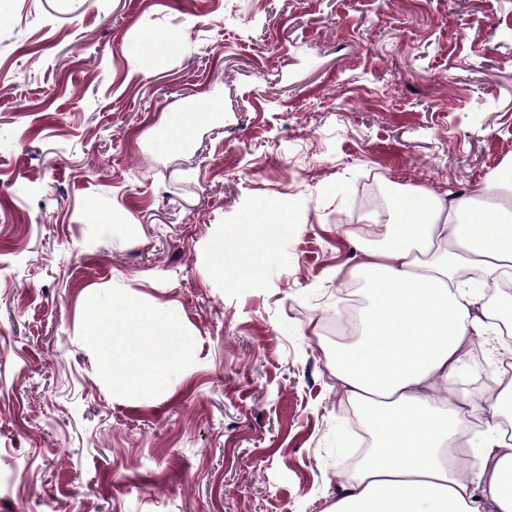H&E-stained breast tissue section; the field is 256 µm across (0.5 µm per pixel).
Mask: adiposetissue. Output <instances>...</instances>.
Instances as JSON below:
<instances>
[{
  "label": "adipose tissue",
  "instance_id": "obj_1",
  "mask_svg": "<svg viewBox=\"0 0 512 512\" xmlns=\"http://www.w3.org/2000/svg\"><path fill=\"white\" fill-rule=\"evenodd\" d=\"M285 221L255 212L232 252L213 245L215 271L251 287ZM380 235L382 245L362 246L359 261L338 270L364 281L370 301L360 335L338 342L327 368L372 443L326 512H512V437L501 429L512 422V376L479 403L450 385L470 345L500 342L492 310L479 308L464 277L512 281V164L467 195L397 194ZM85 322L104 377L127 392L153 391L188 349L175 319L128 294L105 305L90 296Z\"/></svg>",
  "mask_w": 512,
  "mask_h": 512
}]
</instances>
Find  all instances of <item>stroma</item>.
Wrapping results in <instances>:
<instances>
[{"mask_svg": "<svg viewBox=\"0 0 512 512\" xmlns=\"http://www.w3.org/2000/svg\"><path fill=\"white\" fill-rule=\"evenodd\" d=\"M151 32L179 49L149 67ZM509 159L512 0H0V512H321L365 439L307 325L359 188L464 193ZM257 208L290 222L240 288L211 248ZM89 288L181 319L153 392L103 379ZM498 362L468 348L454 388ZM180 116H176L174 122L179 121ZM198 122H177L169 124L166 132V145L171 152L179 150L182 145L197 134Z\"/></svg>", "mask_w": 512, "mask_h": 512, "instance_id": "35a3bbf8", "label": "stroma"}]
</instances>
